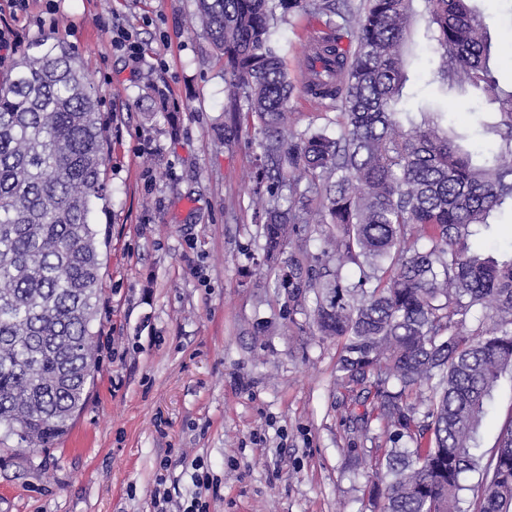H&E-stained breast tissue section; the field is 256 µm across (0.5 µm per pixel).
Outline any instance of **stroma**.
Segmentation results:
<instances>
[{
  "instance_id": "stroma-1",
  "label": "stroma",
  "mask_w": 512,
  "mask_h": 512,
  "mask_svg": "<svg viewBox=\"0 0 512 512\" xmlns=\"http://www.w3.org/2000/svg\"><path fill=\"white\" fill-rule=\"evenodd\" d=\"M502 85L512 84V0H477ZM194 0H0V26L23 52L61 41L83 66L108 129L107 192L91 222L101 249L94 323L97 365L85 408L53 447L29 450L0 429V512H153L157 477L173 503L199 489L209 512H378L365 458L389 447L336 381L339 341L301 333L261 265L262 230L247 174L256 132L225 144L224 63L187 27ZM125 27L142 49H113ZM313 33L307 18L278 25L291 81ZM408 82L397 109L439 113L465 147L493 150L481 99L434 80L437 43L424 21L403 47ZM269 325L257 334L258 324ZM512 421L503 379L481 428L494 450Z\"/></svg>"
}]
</instances>
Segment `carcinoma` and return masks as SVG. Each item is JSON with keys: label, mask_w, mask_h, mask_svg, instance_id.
<instances>
[{"label": "carcinoma", "mask_w": 512, "mask_h": 512, "mask_svg": "<svg viewBox=\"0 0 512 512\" xmlns=\"http://www.w3.org/2000/svg\"><path fill=\"white\" fill-rule=\"evenodd\" d=\"M471 2L425 0V20L437 80L503 116L488 126L499 136L490 155L464 148L432 112L399 119L413 0H342L341 10L195 0L190 17L224 60V139L259 130L248 180L272 287L315 334L343 340L340 385L365 393L393 429V446L365 461L381 512H466L471 474L476 512H512V421L494 451H480L498 382L512 374V256L470 245L512 206V88L500 86ZM298 14L324 29L296 86L274 35ZM295 93L336 104L342 129L288 136ZM106 147L98 101L60 46L37 44L0 78V427L25 448L52 447L86 404L101 281L90 214ZM317 223L332 231L312 254L304 234ZM474 311L494 328L468 329ZM424 387L430 434L410 402Z\"/></svg>", "instance_id": "cac0c4a2"}]
</instances>
